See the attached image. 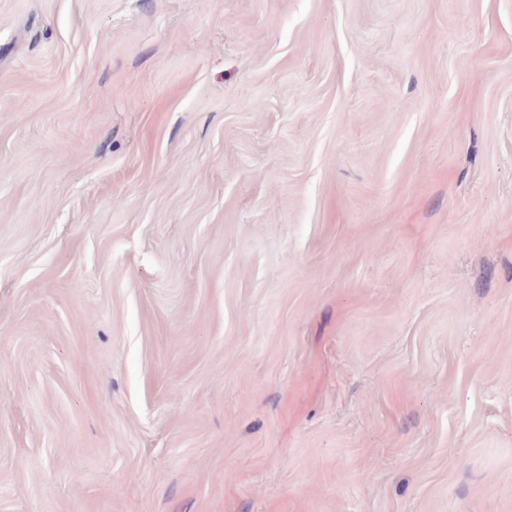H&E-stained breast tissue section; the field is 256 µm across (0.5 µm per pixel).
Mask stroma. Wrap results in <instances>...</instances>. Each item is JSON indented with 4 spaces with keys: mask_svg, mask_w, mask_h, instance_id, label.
<instances>
[{
    "mask_svg": "<svg viewBox=\"0 0 512 512\" xmlns=\"http://www.w3.org/2000/svg\"><path fill=\"white\" fill-rule=\"evenodd\" d=\"M0 512H512V0H0Z\"/></svg>",
    "mask_w": 512,
    "mask_h": 512,
    "instance_id": "stroma-1",
    "label": "stroma"
}]
</instances>
